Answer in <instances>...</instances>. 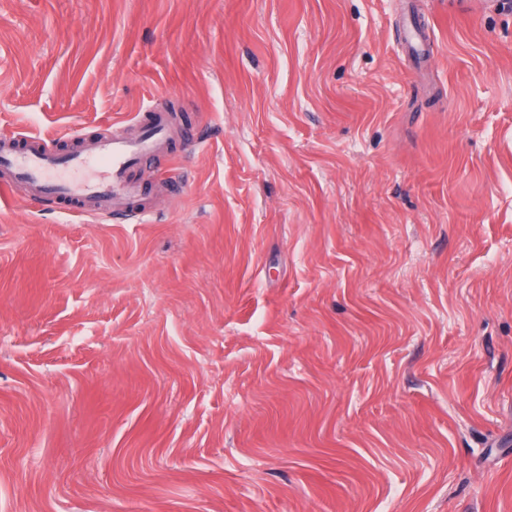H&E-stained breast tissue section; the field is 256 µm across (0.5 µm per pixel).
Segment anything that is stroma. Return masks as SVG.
Listing matches in <instances>:
<instances>
[{
    "instance_id": "1",
    "label": "stroma",
    "mask_w": 512,
    "mask_h": 512,
    "mask_svg": "<svg viewBox=\"0 0 512 512\" xmlns=\"http://www.w3.org/2000/svg\"><path fill=\"white\" fill-rule=\"evenodd\" d=\"M473 2L0 0V136L180 117L158 222L0 200V512H512V5Z\"/></svg>"
}]
</instances>
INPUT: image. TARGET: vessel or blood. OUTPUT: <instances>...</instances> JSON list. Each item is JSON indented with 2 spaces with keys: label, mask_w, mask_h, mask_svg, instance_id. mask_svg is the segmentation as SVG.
I'll list each match as a JSON object with an SVG mask.
<instances>
[{
  "label": "vessel or blood",
  "mask_w": 512,
  "mask_h": 512,
  "mask_svg": "<svg viewBox=\"0 0 512 512\" xmlns=\"http://www.w3.org/2000/svg\"><path fill=\"white\" fill-rule=\"evenodd\" d=\"M171 120L166 104L153 101L137 114L136 134L108 126L64 153L51 150L39 134L1 136L0 194L13 196L20 187L26 197L70 216L145 223L159 214L155 199L164 183L139 181L130 172L167 149Z\"/></svg>",
  "instance_id": "obj_1"
}]
</instances>
